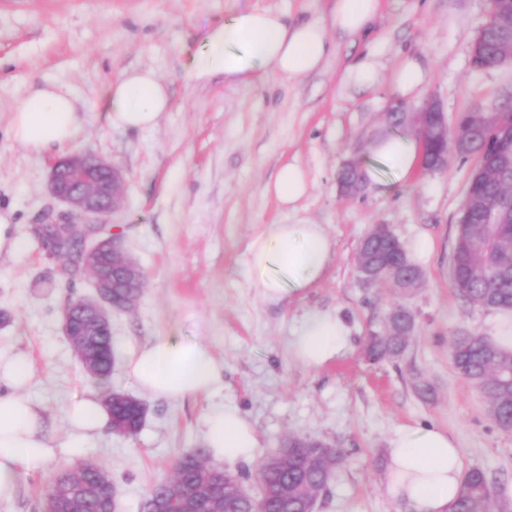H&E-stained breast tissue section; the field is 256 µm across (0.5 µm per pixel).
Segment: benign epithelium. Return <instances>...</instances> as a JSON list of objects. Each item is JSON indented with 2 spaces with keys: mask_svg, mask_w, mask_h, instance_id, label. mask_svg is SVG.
I'll list each match as a JSON object with an SVG mask.
<instances>
[{
  "mask_svg": "<svg viewBox=\"0 0 512 512\" xmlns=\"http://www.w3.org/2000/svg\"><path fill=\"white\" fill-rule=\"evenodd\" d=\"M397 109L411 114V126L422 123L423 113H444L442 104L427 97L418 107L400 102ZM123 171L113 162L91 153L75 152L56 159L51 167L50 185L55 198L67 206V210L39 224L36 233L43 249L50 255H62L74 245H79V263L89 269L98 264L103 252H112L115 264L124 267L126 276L143 277L140 267L126 256L117 235L99 239L104 224L119 207L124 193ZM95 294L74 302L93 317L88 325L77 324L69 312L63 313V330L73 346L100 329L111 331L112 312L118 310L112 300L114 282L108 274L92 273Z\"/></svg>",
  "mask_w": 512,
  "mask_h": 512,
  "instance_id": "obj_1",
  "label": "benign epithelium"
}]
</instances>
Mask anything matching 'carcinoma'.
Listing matches in <instances>:
<instances>
[{
	"mask_svg": "<svg viewBox=\"0 0 512 512\" xmlns=\"http://www.w3.org/2000/svg\"><path fill=\"white\" fill-rule=\"evenodd\" d=\"M512 14L496 9L488 13L483 57L489 64L500 56L504 44L503 19ZM486 108L493 109L489 119L479 120L478 112H462L457 116L458 126L448 128L427 138L426 154L444 152L472 154L481 161L492 156L499 160L512 158V100L494 101ZM411 127L403 112L387 113V126L379 134L408 135ZM365 161L359 160L345 168L341 177L363 188L362 173ZM501 167H479L472 174L470 193L465 199L470 223L457 233L451 264L452 285L473 306L486 310L512 309V207L508 205L512 187L500 176ZM497 209L505 215L496 224L487 214ZM357 265L371 266L378 276L392 278L401 289L409 292L417 288V269L408 256L397 253L387 240L372 238L360 243ZM415 323L412 313L400 306L388 316L387 331L368 338L366 356L375 362L395 359L408 347L409 326ZM112 339L106 335L88 338L84 355L94 360V372L88 376L105 380L112 372ZM452 360L458 373L475 386L485 399L492 419L503 429H512V351L499 347L486 336H453L450 339ZM112 423L127 433L142 425L139 401L129 395H116L112 400ZM288 442L297 448L280 460L261 463L254 473L237 472L225 485L226 495L213 498L208 495V484L214 472L222 468L205 461V452L198 450L179 458L172 477L153 486L141 504V512H152L154 505L164 500L170 507H181V494L193 493L187 506L194 512H314L320 496L326 494L336 467L342 462L341 451L329 461L311 448L308 437L292 436ZM102 465L87 460L73 472L64 473L59 481L75 489L72 498L64 501L56 493L45 494L47 512H112V500L100 494ZM260 485L261 496L245 498L238 494V483L249 478ZM451 512H494L493 484L487 474L478 468L469 470L462 481L458 498Z\"/></svg>",
	"mask_w": 512,
	"mask_h": 512,
	"instance_id": "carcinoma-1",
	"label": "carcinoma"
}]
</instances>
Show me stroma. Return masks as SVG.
Wrapping results in <instances>:
<instances>
[{"label": "stroma", "instance_id": "stroma-1", "mask_svg": "<svg viewBox=\"0 0 512 512\" xmlns=\"http://www.w3.org/2000/svg\"><path fill=\"white\" fill-rule=\"evenodd\" d=\"M333 7L334 0H0V211L10 213L22 242L19 251L0 255V357L28 358L27 394L54 442L65 433L66 407L88 392L103 398L120 391L145 403L135 436L104 430L87 453L109 469L119 512H140L178 457L204 448L203 416L224 406L252 426L258 458L292 435L344 451L315 512H401L385 482L388 442L404 426L447 430L463 470H486L496 508L512 512V497L503 493L512 484V430L495 423L479 391L456 372L449 344L459 333L493 336L512 328V313L473 307L451 284L457 221L476 158L455 154L445 170L419 167L404 179L382 171L353 197L338 186L340 169L367 158L372 132L384 128L393 75L406 56L425 63L419 94L437 98L448 120L512 95V64L477 70L470 62L487 0H380L372 37L338 40L320 70L300 82L273 74L245 87L190 74L208 32L238 12L326 20ZM364 57L379 78L357 89L347 84L346 70ZM142 67L167 84L170 108L152 128L114 127L101 91L123 70ZM47 77L83 105L69 151L107 157L125 175L110 222L146 277L135 307L112 315L115 362L102 383L86 374L62 329L65 308L92 294V280L49 255L35 232L59 209L49 193L53 155L31 152L10 134L14 112ZM290 162L310 181L292 210L267 190ZM272 224L324 225L336 250L323 280L280 304L265 301L247 275L249 249ZM377 224L389 225L423 271L413 292L359 282L358 247ZM423 237L434 250L415 255ZM395 303L413 314L414 336L401 357L370 363L365 341L384 333ZM313 311L337 313L350 339L346 354L317 368L290 348ZM159 336L205 344L224 363L223 388L179 401L141 392L126 365ZM419 380L432 386L431 397L416 392ZM73 464L59 453L27 469L16 495L0 500V512H44V487Z\"/></svg>", "mask_w": 512, "mask_h": 512}]
</instances>
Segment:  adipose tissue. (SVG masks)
I'll return each instance as SVG.
<instances>
[{"label": "adipose tissue", "instance_id": "adipose-tissue-1", "mask_svg": "<svg viewBox=\"0 0 512 512\" xmlns=\"http://www.w3.org/2000/svg\"><path fill=\"white\" fill-rule=\"evenodd\" d=\"M379 12V0H336L329 22L295 23L271 10L234 15L210 32L194 56L191 75L226 79L255 86L276 74L300 81L320 68L333 48V35H369ZM100 104L111 124L130 129L152 127L170 107L166 85L149 67L124 70L102 89ZM82 123L78 99L64 85L48 80L14 112L11 134L23 147L43 153L71 143ZM372 152L399 176L417 164L418 146L410 136L375 141ZM333 243L320 224H272L250 251L248 274L263 298L279 302L305 292L325 274ZM349 348V331L332 312L305 317L291 341L294 356L318 367ZM131 376L147 393L180 400L206 394L224 383V365L200 342L177 343L158 337L141 347L128 363ZM31 366L25 356L0 361V499L12 497L21 472L63 451L81 457L92 439L109 422L95 396L70 404L65 412L66 433L52 443L44 432L39 407L25 388ZM207 445L216 458L251 461L258 448L246 419L233 408L207 412L203 419ZM462 481L461 450L447 431L437 427H405L389 441L387 491L406 512H449Z\"/></svg>", "mask_w": 512, "mask_h": 512}]
</instances>
